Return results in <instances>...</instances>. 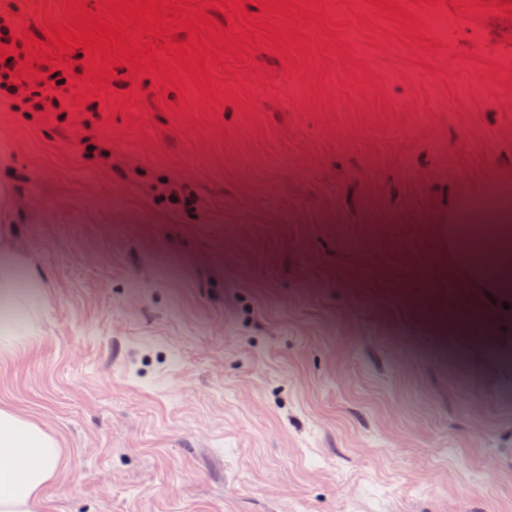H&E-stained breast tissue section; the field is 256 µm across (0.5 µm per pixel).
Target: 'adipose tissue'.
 I'll return each mask as SVG.
<instances>
[{"label":"adipose tissue","instance_id":"obj_1","mask_svg":"<svg viewBox=\"0 0 512 512\" xmlns=\"http://www.w3.org/2000/svg\"><path fill=\"white\" fill-rule=\"evenodd\" d=\"M447 248L470 273L500 279L512 261V220L493 216L485 224L449 227ZM43 286L33 257L15 234H0V350L29 339L44 307ZM60 456L52 432L0 406V512H42Z\"/></svg>","mask_w":512,"mask_h":512}]
</instances>
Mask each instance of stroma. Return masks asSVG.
Listing matches in <instances>:
<instances>
[{"mask_svg":"<svg viewBox=\"0 0 512 512\" xmlns=\"http://www.w3.org/2000/svg\"><path fill=\"white\" fill-rule=\"evenodd\" d=\"M307 2L216 14L213 90H88L111 167L0 112L46 297L0 405L61 441L44 512H512V294L438 252L512 187V0ZM62 3L0 7L38 37Z\"/></svg>","mask_w":512,"mask_h":512,"instance_id":"35a3bbf8","label":"stroma"}]
</instances>
